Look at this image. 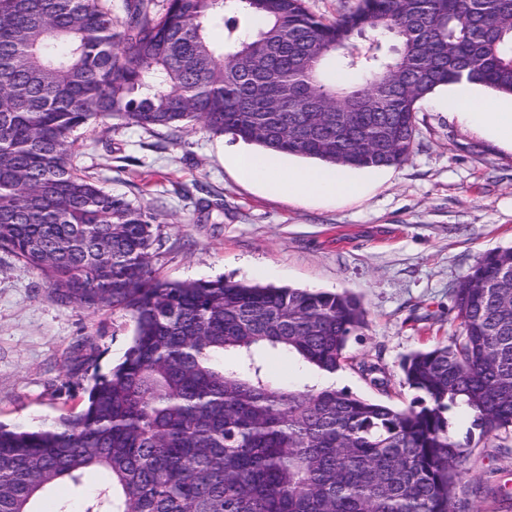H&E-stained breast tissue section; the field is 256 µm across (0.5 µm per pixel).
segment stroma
I'll use <instances>...</instances> for the list:
<instances>
[{
  "label": "stroma",
  "instance_id": "stroma-1",
  "mask_svg": "<svg viewBox=\"0 0 512 512\" xmlns=\"http://www.w3.org/2000/svg\"><path fill=\"white\" fill-rule=\"evenodd\" d=\"M463 93L495 97L460 84L422 101L409 159L358 171L364 189L355 197L270 194L238 177L231 157L244 143L202 128L91 125L75 162L147 208L151 262L166 280L221 276L355 296L368 327L350 340L333 384L404 409L418 393L402 360L458 334L461 276L484 253L512 246V147L456 114ZM498 100L512 106L511 97ZM132 335L125 312L61 303L40 274L0 251V421L37 426L79 407ZM363 363L381 366L386 385H371ZM449 420L455 439L470 443L459 496L498 512V492H512V456L501 449L512 435L470 437L472 418L461 409Z\"/></svg>",
  "mask_w": 512,
  "mask_h": 512
}]
</instances>
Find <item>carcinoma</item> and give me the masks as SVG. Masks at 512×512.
I'll return each instance as SVG.
<instances>
[{
  "label": "carcinoma",
  "instance_id": "carcinoma-1",
  "mask_svg": "<svg viewBox=\"0 0 512 512\" xmlns=\"http://www.w3.org/2000/svg\"><path fill=\"white\" fill-rule=\"evenodd\" d=\"M458 84L512 97V0H356L333 19L307 0H0V250L60 301L134 323L80 410L0 423V512H36L88 470L106 480L83 512H478L445 412L465 408L481 437L512 430V248L461 277L460 333L403 360L420 396L398 410L278 386L259 359L335 374L368 326L356 297L164 280L152 216L74 163L75 133L117 118L390 167L418 104Z\"/></svg>",
  "mask_w": 512,
  "mask_h": 512
}]
</instances>
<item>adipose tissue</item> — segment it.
<instances>
[{"label":"adipose tissue","mask_w":512,"mask_h":512,"mask_svg":"<svg viewBox=\"0 0 512 512\" xmlns=\"http://www.w3.org/2000/svg\"><path fill=\"white\" fill-rule=\"evenodd\" d=\"M459 107L468 121L490 128L496 137L512 145L511 112L499 111L491 102L469 96L460 98ZM235 166L241 180L278 194L334 197L354 196L360 191L359 184L342 166L291 167L283 155L258 150L238 154Z\"/></svg>","instance_id":"ef3b65f1"}]
</instances>
